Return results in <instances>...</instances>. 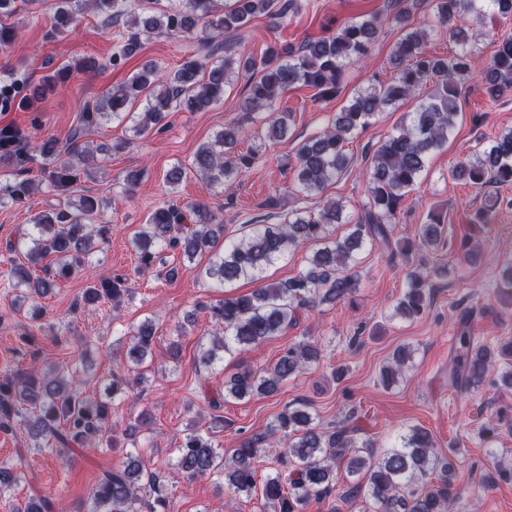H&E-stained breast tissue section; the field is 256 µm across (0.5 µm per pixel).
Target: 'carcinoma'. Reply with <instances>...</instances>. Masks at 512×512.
<instances>
[{"label": "carcinoma", "mask_w": 512, "mask_h": 512, "mask_svg": "<svg viewBox=\"0 0 512 512\" xmlns=\"http://www.w3.org/2000/svg\"><path fill=\"white\" fill-rule=\"evenodd\" d=\"M92 5L107 23L125 28L124 43L112 53L118 66L140 47L146 33L195 34L196 54L183 59L175 70L159 74L148 62L126 84L107 90L82 113V127L64 146L49 138L34 150L42 159V181L60 198L47 214L33 218L29 228L6 242L9 283L15 290L28 291L27 298L46 297L61 283L76 277L84 268L94 246L112 236V225L95 223L102 199L83 196L74 201L69 187L90 176L95 166L87 142L81 141L82 128L119 120L130 124L134 137L141 138L163 127L172 112L204 110L224 98V92L239 73L252 72L241 115L224 125L214 139L199 146L189 164H175L167 183L177 186L187 173L199 175L222 193L231 192L238 176L254 167L262 152L253 148L235 153L248 129L261 124V138L283 139L288 131L286 112L277 105L296 85L315 90L320 99L335 97L343 82L345 65L369 55L380 27L377 15L350 20L328 37L299 45L276 42L258 57L248 56L227 40V35L244 29L264 15L277 27L288 16L300 12L303 0H180L160 14H146L135 0H58L51 32L60 33ZM435 23L427 28L408 26L409 14L398 11L393 22L403 31L392 53L397 71L388 84L372 85L359 92L352 102L332 118L322 132L302 140L295 148L292 190L306 197L317 196L350 163L345 152L349 137L368 127L389 105L418 98L409 119L388 136L365 159L368 200L350 228L336 238L330 227L342 223L344 207L335 200L323 202L315 214L291 211L280 224H253L248 234L223 239L224 215L205 205L183 207L172 201L157 206L147 222L134 234L138 251V271L149 270L165 250H179L190 260L208 256L204 275L218 288H229L236 281L250 279L259 286L250 293L234 295L213 305H199L210 313L215 324L211 345L203 348L199 362L211 368L224 361V355L245 350L276 336L298 321V315L316 303L345 301L360 285L356 270L357 255L370 243L391 244L394 223L406 194L425 170L429 155L442 149L454 128L459 108V86L473 70V34H483L492 16L512 17V0H428ZM448 30V40L458 46L449 58L428 52L431 38ZM487 91L498 98L512 90V35L503 34L484 70ZM432 89L424 91L427 83ZM13 81L0 82V109L8 110L17 97ZM139 104L141 110L128 107ZM30 141L12 128L0 129V160L14 171L0 177V206L29 198L34 181L21 179L17 170L28 162ZM452 178L482 188L489 182L512 185V130L474 151L471 157L451 171ZM444 222L430 216L421 226L418 241L407 244L404 256L435 247ZM307 242L321 244L307 266L288 281L268 282L263 273L288 252ZM52 263H45L46 258ZM431 274L419 267L409 273L408 286L398 300L393 316L414 320L425 313ZM129 292L127 277L103 276L89 283L73 310L102 302L120 303ZM154 327L146 320L130 332L124 360L127 371H136L153 354ZM456 355L448 366V386L475 388L495 364L512 359V341L499 350L475 342L467 328L459 330ZM320 359V348L311 341L288 346L272 369L260 375L243 368L224 381V397L242 400L277 392L295 373ZM412 360V352L397 347L381 373L389 386L402 375ZM30 355L26 367L15 366L0 376V432L12 435L24 431L29 443L14 455L0 460V496L18 485L29 457L48 451L61 465H67L77 448L104 439L112 431L109 403L93 401L75 384L77 370L59 367L43 369ZM133 382L126 371L112 373L106 392L117 396ZM312 405L299 399L283 409L262 434L244 437L232 458L208 433L194 424L174 449L175 466L189 478L219 476L237 492L261 491V506L271 512H303L312 499L332 497L343 503L359 498L372 504L374 512H450L460 500L448 476L449 463L434 452L430 433L414 426L400 437V445L380 450L376 442L357 441L347 427L324 430L313 424ZM283 433L278 453L281 470L256 487L254 460L270 446L269 438ZM346 463L351 475L363 478L351 486L340 487L336 463ZM433 474L437 483L418 485L419 478ZM165 476L149 471L140 456L132 453L120 468L104 472L91 490L87 512H160L166 505ZM57 496L41 491L15 506V512H61Z\"/></svg>", "instance_id": "obj_1"}]
</instances>
